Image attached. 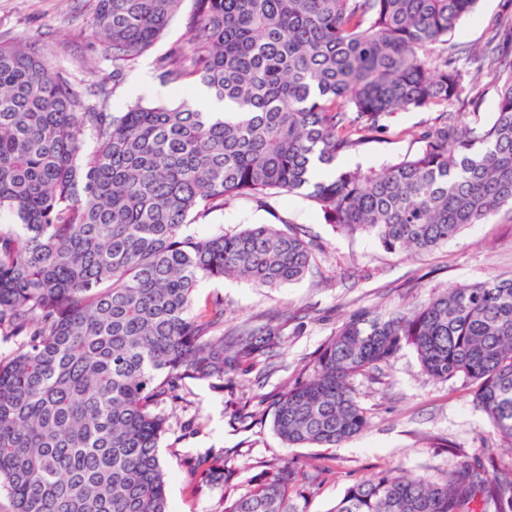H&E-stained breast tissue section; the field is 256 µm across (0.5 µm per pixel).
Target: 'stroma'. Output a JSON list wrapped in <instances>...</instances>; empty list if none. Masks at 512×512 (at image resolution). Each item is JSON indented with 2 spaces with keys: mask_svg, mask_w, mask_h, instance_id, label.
I'll return each instance as SVG.
<instances>
[{
  "mask_svg": "<svg viewBox=\"0 0 512 512\" xmlns=\"http://www.w3.org/2000/svg\"><path fill=\"white\" fill-rule=\"evenodd\" d=\"M503 3L480 0L452 34L451 44L464 50L483 46ZM191 7L192 0H183L180 14L127 72L109 100L110 110H122L140 97L148 103L178 102V91L164 84L156 93L142 94L137 78L143 71L158 77L159 58L188 40L185 15ZM19 36L34 46L48 41L60 46L53 65L75 76H83L90 66L102 76L112 70L93 33L86 0H0V41ZM437 116V111L418 109L393 114L386 131L340 156L337 168L378 170L414 154L420 148L418 133ZM250 224H294L306 230L314 246L313 267L300 281L278 288L227 278L202 282L197 289L200 306L223 297L225 329L260 316L281 324L282 343L247 374H228L220 382L184 380L159 404L168 425L159 454L169 476V512H222L225 497L248 492L265 463L284 455L319 474L315 481H299L295 502L300 512H330L350 485L387 468L438 480L460 465L486 464L491 456L512 467V456L504 454L500 437L475 407L471 385L460 376L445 382L429 377L409 348L368 376L354 379L368 426L353 440L336 448L288 450L272 429L274 401L304 377L325 342L354 314L403 308L431 292L489 275L512 278V210L465 227L433 250L411 254L388 252L365 234L339 232L295 194L263 205L228 201L194 230L206 236ZM214 456L223 457L231 477L215 473L201 480Z\"/></svg>",
  "mask_w": 512,
  "mask_h": 512,
  "instance_id": "35a3bbf8",
  "label": "stroma"
}]
</instances>
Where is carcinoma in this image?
<instances>
[{
  "instance_id": "cac0c4a2",
  "label": "carcinoma",
  "mask_w": 512,
  "mask_h": 512,
  "mask_svg": "<svg viewBox=\"0 0 512 512\" xmlns=\"http://www.w3.org/2000/svg\"><path fill=\"white\" fill-rule=\"evenodd\" d=\"M183 0H91L112 89L53 69L55 47L0 41V487L12 512H168L159 401L185 379L224 380L277 346L270 321L224 331V297L201 282L298 281L300 228L190 232L237 197L309 200L328 223L394 253L429 251L512 207V9L482 50L446 47L479 0H193L166 85L231 104L129 102L111 92ZM492 75L483 124L459 113L418 133L420 151L379 170L336 159L400 110L447 107L471 70ZM95 146L83 151L86 135ZM412 347L423 370L464 375L512 453V278L434 293L407 311L359 313L274 402L287 448H336L367 417L351 380ZM300 471L261 473L222 512H298ZM329 512H512V476L462 466L441 481L399 468L349 486Z\"/></svg>"
}]
</instances>
